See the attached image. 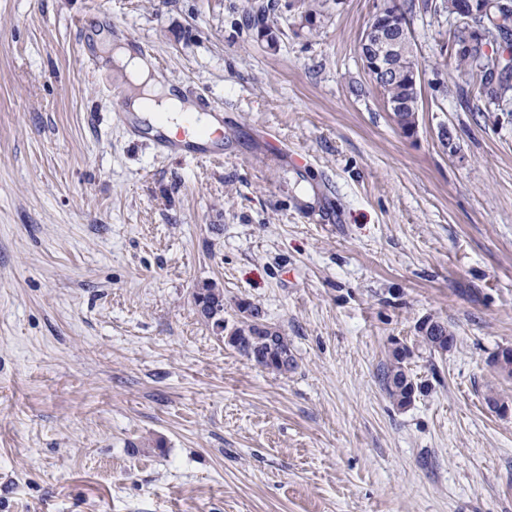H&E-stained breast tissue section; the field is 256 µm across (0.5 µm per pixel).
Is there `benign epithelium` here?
Returning <instances> with one entry per match:
<instances>
[{
  "label": "benign epithelium",
  "mask_w": 512,
  "mask_h": 512,
  "mask_svg": "<svg viewBox=\"0 0 512 512\" xmlns=\"http://www.w3.org/2000/svg\"><path fill=\"white\" fill-rule=\"evenodd\" d=\"M510 14L512 0H456L452 17L458 24L475 18L482 20V25L468 29V40L473 45L484 42L492 26L502 23V17ZM411 49L410 20L401 0H379L358 44L359 56L374 83H381L392 75L391 57L406 55ZM403 106L401 99L386 104L402 133L411 136L416 131L418 113L405 112ZM493 367L505 375L511 373L512 348L499 350Z\"/></svg>",
  "instance_id": "7a95c632"
}]
</instances>
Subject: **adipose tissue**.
<instances>
[{"instance_id": "1", "label": "adipose tissue", "mask_w": 512, "mask_h": 512, "mask_svg": "<svg viewBox=\"0 0 512 512\" xmlns=\"http://www.w3.org/2000/svg\"><path fill=\"white\" fill-rule=\"evenodd\" d=\"M110 57L133 88L129 97L130 111L140 117L149 112L164 114L165 120L159 123V130L176 135L184 126L183 113L188 109L187 104L164 87L140 57L123 48L114 49Z\"/></svg>"}]
</instances>
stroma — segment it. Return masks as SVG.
<instances>
[{
	"label": "stroma",
	"mask_w": 512,
	"mask_h": 512,
	"mask_svg": "<svg viewBox=\"0 0 512 512\" xmlns=\"http://www.w3.org/2000/svg\"><path fill=\"white\" fill-rule=\"evenodd\" d=\"M322 2L0 0V512H512V412L485 402L512 409V109L436 66L450 21L414 0L403 135L358 54L375 0ZM129 36L223 109L222 160L130 135L80 52ZM206 281L295 369L225 344ZM401 99H393L387 102V111L390 112L395 123L400 128L403 134L412 136L417 128H415L418 112H422V97L418 99L409 100L405 106ZM193 296L201 315L216 329L219 327L220 333H225L224 342L247 360L281 374L294 368L288 338L277 327L263 323L253 303H238L241 318L229 328L224 319V293L215 284L203 282ZM425 326L427 328H420L422 336H419L424 346L437 352H446L452 348L455 336L447 326L437 321H429ZM403 342L394 341L388 360L380 369V382L389 399L398 407H406L414 400L417 392H421L423 386L414 381L409 375L406 360L410 357L411 350L408 346L399 348Z\"/></svg>",
	"instance_id": "stroma-1"
}]
</instances>
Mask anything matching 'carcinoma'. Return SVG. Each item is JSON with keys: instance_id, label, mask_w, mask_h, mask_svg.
<instances>
[{"instance_id": "carcinoma-1", "label": "carcinoma", "mask_w": 512, "mask_h": 512, "mask_svg": "<svg viewBox=\"0 0 512 512\" xmlns=\"http://www.w3.org/2000/svg\"><path fill=\"white\" fill-rule=\"evenodd\" d=\"M253 26L258 34L275 43L271 27L267 24L266 11L260 10L253 15ZM466 26L454 25L453 50L455 70L465 78V82L478 87V93L497 106L512 104V81L509 76L498 80L486 73L479 62V48L466 47ZM194 301L201 315L213 326L224 333V342L256 365L278 373H286L294 368V357L288 346V338L280 330L262 322L258 308L251 302L238 303L240 320L228 325L224 319V293L215 284L204 282L196 288ZM421 342L437 352H446L452 348L455 336L448 327L437 321H430L420 329ZM409 347H393L388 360L380 369V382L389 399L398 407H406L414 400L423 386L409 375L406 360L410 357Z\"/></svg>"}]
</instances>
